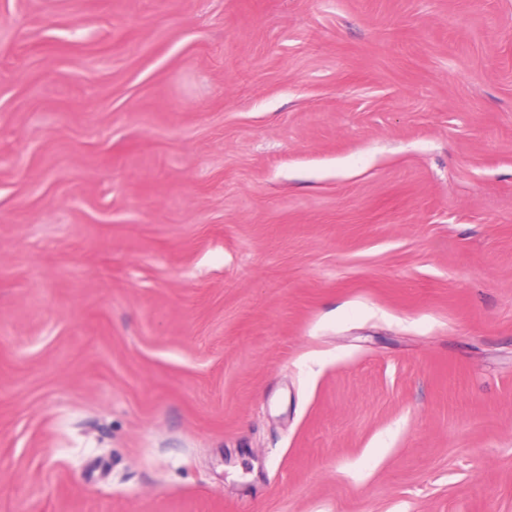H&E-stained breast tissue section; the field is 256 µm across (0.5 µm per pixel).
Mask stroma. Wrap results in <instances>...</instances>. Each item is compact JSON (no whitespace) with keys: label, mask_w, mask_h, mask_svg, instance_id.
Instances as JSON below:
<instances>
[{"label":"stroma","mask_w":512,"mask_h":512,"mask_svg":"<svg viewBox=\"0 0 512 512\" xmlns=\"http://www.w3.org/2000/svg\"><path fill=\"white\" fill-rule=\"evenodd\" d=\"M0 512H512V0H0Z\"/></svg>","instance_id":"stroma-1"}]
</instances>
